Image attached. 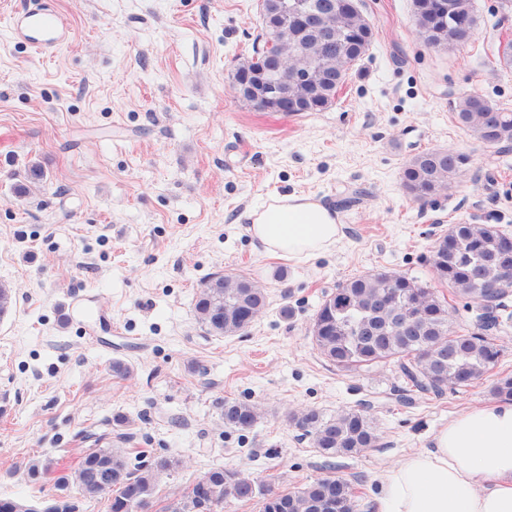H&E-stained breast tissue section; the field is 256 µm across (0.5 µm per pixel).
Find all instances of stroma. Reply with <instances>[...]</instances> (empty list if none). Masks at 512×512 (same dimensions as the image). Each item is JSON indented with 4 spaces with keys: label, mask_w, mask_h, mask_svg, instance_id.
I'll list each match as a JSON object with an SVG mask.
<instances>
[{
    "label": "stroma",
    "mask_w": 512,
    "mask_h": 512,
    "mask_svg": "<svg viewBox=\"0 0 512 512\" xmlns=\"http://www.w3.org/2000/svg\"><path fill=\"white\" fill-rule=\"evenodd\" d=\"M27 0H0V497L29 503V462L79 454L82 435L136 433L144 462L174 458L156 501L182 496L216 467L276 490L334 472L356 481V512H375L378 477L489 385L399 403L395 367L344 372L311 342L324 292L369 271L431 284L432 241L448 225L512 235V151L459 127L477 93L512 110V70L497 62L512 11L473 0L463 46L419 37L413 0H358L375 38L346 89L320 112H259L231 73L261 31L259 0H51L71 22L48 54L9 30ZM464 153L450 189L419 202L400 185L415 154ZM40 165L44 182L26 179ZM361 191L359 202L343 198ZM316 195L338 209L330 251L290 262L264 255L240 217L275 194ZM233 272L259 282L269 306L244 333L206 334L194 312L202 282ZM93 319L70 322V307ZM129 368L112 374L113 361ZM259 406L256 426L224 425V400ZM368 408L376 447L326 461L292 413Z\"/></svg>",
    "instance_id": "35a3bbf8"
}]
</instances>
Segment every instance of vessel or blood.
I'll use <instances>...</instances> for the list:
<instances>
[{"label":"vessel or blood","mask_w":512,"mask_h":512,"mask_svg":"<svg viewBox=\"0 0 512 512\" xmlns=\"http://www.w3.org/2000/svg\"><path fill=\"white\" fill-rule=\"evenodd\" d=\"M12 33L33 51L55 49L67 40L69 24L65 16L52 10L44 0L37 6H27L10 18Z\"/></svg>","instance_id":"obj_1"}]
</instances>
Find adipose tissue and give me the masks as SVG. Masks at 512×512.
I'll use <instances>...</instances> for the list:
<instances>
[{"mask_svg": "<svg viewBox=\"0 0 512 512\" xmlns=\"http://www.w3.org/2000/svg\"><path fill=\"white\" fill-rule=\"evenodd\" d=\"M262 250L304 260L336 245V211L303 193L272 196L243 215ZM376 512H512V402L467 408L381 479Z\"/></svg>", "mask_w": 512, "mask_h": 512, "instance_id": "ef3b65f1", "label": "adipose tissue"}]
</instances>
